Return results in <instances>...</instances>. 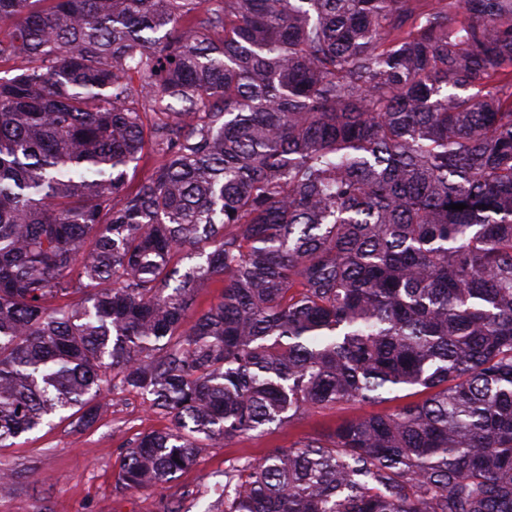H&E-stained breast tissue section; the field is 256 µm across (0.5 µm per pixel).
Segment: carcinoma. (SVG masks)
Returning <instances> with one entry per match:
<instances>
[{
    "label": "carcinoma",
    "instance_id": "cac0c4a2",
    "mask_svg": "<svg viewBox=\"0 0 512 512\" xmlns=\"http://www.w3.org/2000/svg\"><path fill=\"white\" fill-rule=\"evenodd\" d=\"M2 64L0 447L131 388L152 487L415 387L224 512H512V0H0Z\"/></svg>",
    "mask_w": 512,
    "mask_h": 512
}]
</instances>
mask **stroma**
<instances>
[{
    "label": "stroma",
    "mask_w": 512,
    "mask_h": 512,
    "mask_svg": "<svg viewBox=\"0 0 512 512\" xmlns=\"http://www.w3.org/2000/svg\"><path fill=\"white\" fill-rule=\"evenodd\" d=\"M102 399L107 409L92 428L81 430L65 420L0 447V473L12 479L11 492L0 495V512H222L215 487L230 464L328 433L336 422L364 412L359 405L322 409L290 428L215 444L165 484L133 490L118 478L129 442L167 429L171 420L133 391L107 392Z\"/></svg>",
    "instance_id": "1"
}]
</instances>
